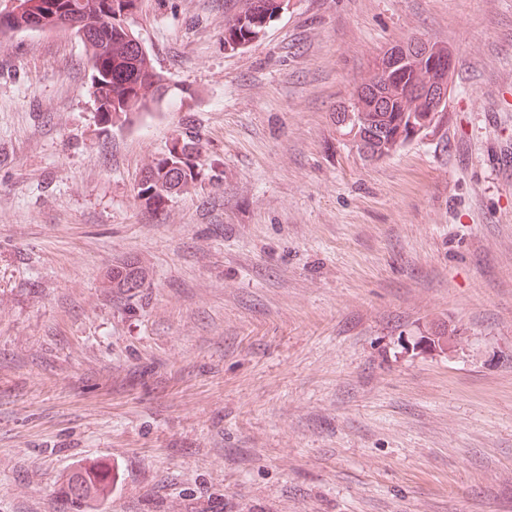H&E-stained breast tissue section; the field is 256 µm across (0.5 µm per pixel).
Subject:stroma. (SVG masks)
<instances>
[{"instance_id": "stroma-1", "label": "stroma", "mask_w": 512, "mask_h": 512, "mask_svg": "<svg viewBox=\"0 0 512 512\" xmlns=\"http://www.w3.org/2000/svg\"><path fill=\"white\" fill-rule=\"evenodd\" d=\"M129 24L171 90L127 127L76 37L0 40V512H512V0H291L233 52L224 0ZM412 37L445 110L368 161L333 114ZM189 130L195 184L145 210ZM182 139V152L185 154L186 148L191 149L192 159L187 157L186 169H184L183 180L172 184L170 173L172 169H167L170 159L169 149L162 155L153 157L143 169L142 174H146L150 184L146 188H140L137 191V198L140 203L150 210L157 211L165 207L167 201L174 195L188 190L195 182L197 174L194 171V158L199 154L201 144L199 139L192 134H181L177 136ZM141 174V175H142ZM146 273L142 266L134 259H125L112 265L107 274V286L123 292L143 288ZM66 494L79 502L108 499L111 485L106 467L96 463L75 471L68 479Z\"/></svg>"}]
</instances>
